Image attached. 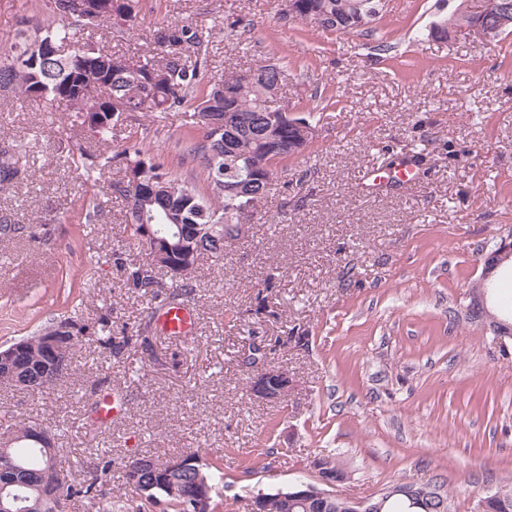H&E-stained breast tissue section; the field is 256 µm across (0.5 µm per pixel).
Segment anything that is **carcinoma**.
Here are the masks:
<instances>
[{
    "mask_svg": "<svg viewBox=\"0 0 512 512\" xmlns=\"http://www.w3.org/2000/svg\"><path fill=\"white\" fill-rule=\"evenodd\" d=\"M138 0H112V11L77 13L75 0H68L65 15L34 29L21 31L11 46L12 55L0 60V88H10L29 99L34 89L42 91L43 103L66 102L88 124L93 136L104 144L112 142V134L124 125L133 112L183 111L185 139L190 141L187 154L199 160V179L206 183L207 193H201L194 182H187L171 171L169 164L151 150L133 141L120 150L97 156L93 167L104 169L119 162L125 169L124 179L113 185V191L126 203L124 234L127 243L148 249L145 225H151L160 249L166 242L174 243L173 230L182 225L187 230L184 241L192 244L195 225L207 224L213 236L202 242L197 256L216 259L224 257V241L234 237L238 215L254 211L274 191L279 174L278 165L301 155L309 146L307 141L294 140L279 112L270 106L273 89L283 75L278 64H267L249 73H235L221 80L204 81L207 67L208 35L191 24L174 25L156 37L163 55L155 59H138L96 50L89 64L80 63L78 55L83 46L77 35L86 29L100 26L111 17L131 22L137 16ZM385 0H296L293 18L311 23L319 29L347 35H367L384 15ZM457 12L439 15L431 22L429 36L446 40L448 34L462 26ZM46 40L68 44L72 50L45 58L37 55L31 65L15 62L17 52H26ZM210 112H229L236 122V134L230 144L222 145L226 132L207 121ZM25 154L16 148L0 149V186L11 183L24 168ZM261 181L246 195L230 191L249 176ZM127 281L154 299L149 318L159 309L171 305L180 297L171 293L161 297L156 291L159 282L151 263H135L126 268ZM60 334L57 373H47L43 362L44 340L49 333ZM83 328L70 318L51 322L37 333L20 339L25 352L20 355L19 372L0 370V383L14 385L15 377H25L26 389L39 394L63 381L69 375L71 355L81 342ZM43 424L29 420L20 422L12 432V443L0 452V466L16 474V485L9 488L21 498L20 507L28 512H57L54 501L44 497L43 473L62 471L61 449H45L29 439L30 432ZM110 465L90 481L76 486L65 479L58 486L60 497L68 500L82 495L96 498L99 483L108 477ZM211 480L205 467L191 466L169 481L165 474L156 481L167 487L166 499L176 512H188L198 486ZM489 503L490 512H512V486L495 491ZM293 512H344L342 500L331 496L328 502L314 501ZM383 512H413L410 500L403 494L387 498Z\"/></svg>",
    "mask_w": 512,
    "mask_h": 512,
    "instance_id": "obj_1",
    "label": "carcinoma"
}]
</instances>
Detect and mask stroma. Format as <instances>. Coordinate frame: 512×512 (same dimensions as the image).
<instances>
[{"label": "stroma", "instance_id": "stroma-1", "mask_svg": "<svg viewBox=\"0 0 512 512\" xmlns=\"http://www.w3.org/2000/svg\"><path fill=\"white\" fill-rule=\"evenodd\" d=\"M460 0H386L374 35L331 34L289 20L282 0H139L135 21L84 31L118 55H147L159 30H209L213 79L277 63V100L317 114L312 145L290 159L274 194L224 257L200 261L188 306L195 334L151 327L149 347L112 353L84 342L71 373L40 394L0 383V426H58L62 468L87 481L112 460L105 498L135 512L125 478L132 457L199 451L213 474L215 512H251L257 494L315 481L316 461L348 471L338 495L367 500L402 482L436 481L448 512L512 486V353L467 322L481 250L512 232V33L464 30L428 38ZM47 0H0V56L45 23ZM251 29L234 27L237 18ZM391 43L387 53L378 42ZM138 136L182 178L190 165L182 116L135 113ZM27 154L0 188V218L37 226L0 240V345L50 320L75 318L113 336L145 324L142 291L125 283L126 204L111 186L122 170L88 178L73 155L100 146L65 103L51 107L0 91V143ZM413 153L407 187L379 195L361 175ZM308 336L290 339L291 328ZM261 348L287 373L288 394L260 401L243 364ZM120 390L125 414L94 425L97 395Z\"/></svg>", "mask_w": 512, "mask_h": 512}]
</instances>
